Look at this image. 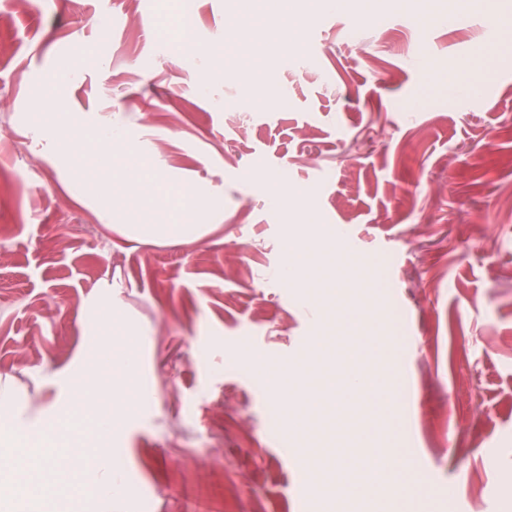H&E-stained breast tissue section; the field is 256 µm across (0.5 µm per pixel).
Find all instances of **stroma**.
I'll return each instance as SVG.
<instances>
[{"label": "stroma", "mask_w": 512, "mask_h": 512, "mask_svg": "<svg viewBox=\"0 0 512 512\" xmlns=\"http://www.w3.org/2000/svg\"><path fill=\"white\" fill-rule=\"evenodd\" d=\"M178 0H0V380L44 454L83 468L93 444L57 440L66 375H93L90 347L137 330L146 404L108 440L126 480L107 501L79 483L50 512H356L319 492L286 412L244 361L288 377L299 343L323 336L300 284L277 277L287 240L338 227L335 249L373 261L365 315L394 341L367 356L398 389L402 416L366 401L369 448H409L365 512H512V0H467L451 27L378 0L379 22L316 7L292 18L302 52L251 68L228 37L277 30V0H195L189 51L155 58ZM108 25L97 26L98 17ZM101 58L98 70L84 66ZM152 68H144L146 59ZM468 62L485 80L455 106L441 81ZM202 85V95H175ZM55 112L126 130L165 178L166 195L205 191L224 207L191 243L129 240L105 227L95 189L74 194V163L38 143L31 88ZM295 189L272 207L268 189ZM112 285V325L83 305ZM461 483L449 497L448 486Z\"/></svg>", "instance_id": "stroma-1"}]
</instances>
